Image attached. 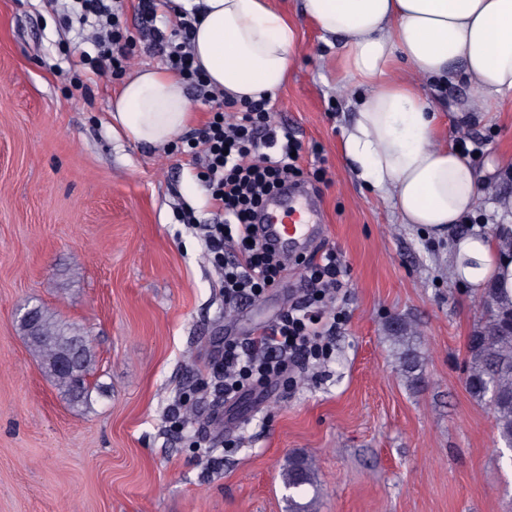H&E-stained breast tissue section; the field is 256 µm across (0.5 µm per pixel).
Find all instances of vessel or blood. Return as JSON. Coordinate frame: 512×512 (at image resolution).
Returning <instances> with one entry per match:
<instances>
[{
	"instance_id": "vessel-or-blood-1",
	"label": "vessel or blood",
	"mask_w": 512,
	"mask_h": 512,
	"mask_svg": "<svg viewBox=\"0 0 512 512\" xmlns=\"http://www.w3.org/2000/svg\"><path fill=\"white\" fill-rule=\"evenodd\" d=\"M263 222L268 242L283 254L307 247L321 227L314 199L299 188L270 200Z\"/></svg>"
}]
</instances>
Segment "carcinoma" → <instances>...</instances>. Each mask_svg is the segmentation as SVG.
I'll return each mask as SVG.
<instances>
[{"label": "carcinoma", "mask_w": 512, "mask_h": 512, "mask_svg": "<svg viewBox=\"0 0 512 512\" xmlns=\"http://www.w3.org/2000/svg\"><path fill=\"white\" fill-rule=\"evenodd\" d=\"M483 303L490 313L469 336L465 387L479 400L489 403L498 441L512 448V300H503L493 288L484 291ZM19 329L29 352L39 360L43 373L71 401L88 400L86 383L95 357L88 332L63 323L41 307L28 309ZM285 487L294 494L317 484L318 474L311 459L288 458L282 474Z\"/></svg>", "instance_id": "obj_1"}]
</instances>
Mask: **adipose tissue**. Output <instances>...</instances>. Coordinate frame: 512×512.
Here are the masks:
<instances>
[{"label":"adipose tissue","mask_w":512,"mask_h":512,"mask_svg":"<svg viewBox=\"0 0 512 512\" xmlns=\"http://www.w3.org/2000/svg\"><path fill=\"white\" fill-rule=\"evenodd\" d=\"M200 10L194 57L209 82L242 101L275 94L288 79L297 29L269 0H180ZM301 10L336 48L343 73L361 90L343 149L357 178L390 190L402 223L448 237V269L459 284L500 289L512 299V254L500 240L458 226L483 181L469 157L437 139L438 118L421 86L394 78L407 63L425 81L454 71L485 98L512 93V0H302ZM191 103L174 73L145 68L112 102V132L164 147L186 127Z\"/></svg>","instance_id":"obj_1"}]
</instances>
